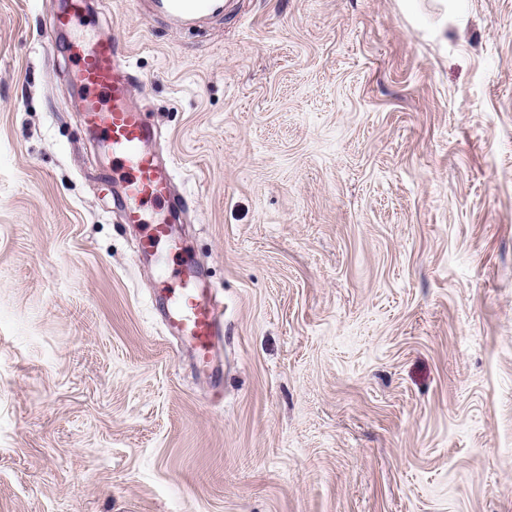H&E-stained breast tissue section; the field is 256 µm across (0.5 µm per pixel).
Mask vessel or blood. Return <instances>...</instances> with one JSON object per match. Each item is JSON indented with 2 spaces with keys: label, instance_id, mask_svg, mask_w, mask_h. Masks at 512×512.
<instances>
[{
  "label": "vessel or blood",
  "instance_id": "obj_1",
  "mask_svg": "<svg viewBox=\"0 0 512 512\" xmlns=\"http://www.w3.org/2000/svg\"><path fill=\"white\" fill-rule=\"evenodd\" d=\"M153 14L179 25L223 12V0H151ZM50 53H64L72 64L71 83L85 120L112 153L113 174L123 189L124 223L140 226L138 257L159 266L161 278L175 282L181 273L170 266L168 247L174 239L172 214L187 206L173 190L172 176L151 145L155 128L131 101L142 84L112 38L98 33L87 0H58L52 21ZM168 329L187 344L196 367L210 368L224 326L211 296L202 288L170 289L166 298Z\"/></svg>",
  "mask_w": 512,
  "mask_h": 512
}]
</instances>
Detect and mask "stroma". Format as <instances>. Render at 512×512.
<instances>
[{
  "instance_id": "obj_1",
  "label": "stroma",
  "mask_w": 512,
  "mask_h": 512,
  "mask_svg": "<svg viewBox=\"0 0 512 512\" xmlns=\"http://www.w3.org/2000/svg\"><path fill=\"white\" fill-rule=\"evenodd\" d=\"M99 2L224 334L168 332L57 0H0V512H512V0ZM153 15L165 23L188 24L224 12L222 0H150Z\"/></svg>"
}]
</instances>
